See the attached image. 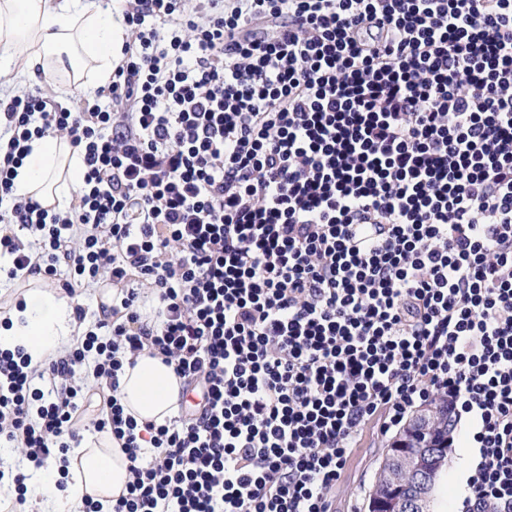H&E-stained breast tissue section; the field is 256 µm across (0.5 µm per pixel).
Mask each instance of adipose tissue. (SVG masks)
<instances>
[{"mask_svg": "<svg viewBox=\"0 0 512 512\" xmlns=\"http://www.w3.org/2000/svg\"><path fill=\"white\" fill-rule=\"evenodd\" d=\"M119 0H0V94L19 93L36 75L60 78V91L85 93L107 86L120 64L126 30ZM85 169L82 152L64 138L33 140L17 169L14 192L43 207L69 205ZM0 308V348L24 347L32 366H44L76 331L65 296L40 276L17 281ZM181 384L161 355L144 349L124 365L119 395L137 423H164L177 411ZM66 473L44 470L33 496L59 503V512H81L91 496L102 512L124 493L129 461L110 433L88 435L67 456ZM66 489H59V480Z\"/></svg>", "mask_w": 512, "mask_h": 512, "instance_id": "ef3b65f1", "label": "adipose tissue"}]
</instances>
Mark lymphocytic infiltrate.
Returning <instances> with one entry per match:
<instances>
[{"instance_id":"lymphocytic-infiltrate-1","label":"lymphocytic infiltrate","mask_w":512,"mask_h":512,"mask_svg":"<svg viewBox=\"0 0 512 512\" xmlns=\"http://www.w3.org/2000/svg\"><path fill=\"white\" fill-rule=\"evenodd\" d=\"M108 105L0 102V256L111 305L42 368L0 350V442L42 467L95 422L112 512H332L369 425L447 400L461 512H512V0H129ZM81 149L76 202L14 194L32 140ZM157 307L139 311L143 295ZM182 382L137 424L143 348ZM162 359L157 351L144 348L130 359L134 366L126 362L120 375L119 395L124 412L140 425L148 421L161 424L176 414L180 380L173 367ZM93 368L87 366L76 376V382L82 385L86 391H90L92 394L90 399V405L87 406V410L84 413L83 423L86 425V430L83 431V435L87 432H93V421L98 414V395L96 393L99 392L97 381L94 379L92 375ZM92 382V384H91Z\"/></svg>"}]
</instances>
